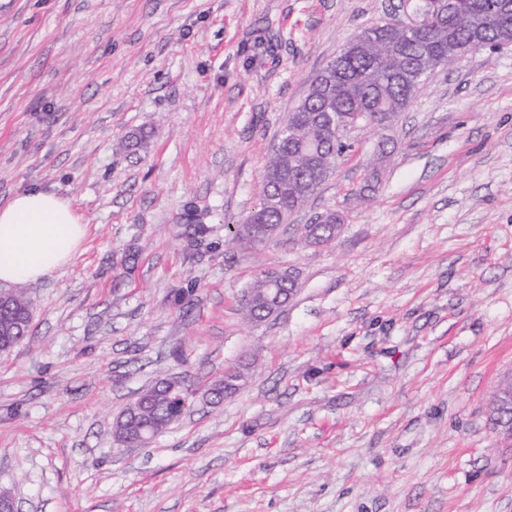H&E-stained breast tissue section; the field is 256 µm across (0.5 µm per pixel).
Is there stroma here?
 Listing matches in <instances>:
<instances>
[{"label": "stroma", "instance_id": "35a3bbf8", "mask_svg": "<svg viewBox=\"0 0 512 512\" xmlns=\"http://www.w3.org/2000/svg\"><path fill=\"white\" fill-rule=\"evenodd\" d=\"M398 3L0 0V205L51 190L87 226L23 285L32 339L0 356L21 512H512L488 418L512 372V44L431 74L379 177L360 132L273 239L224 243L312 78ZM326 212L336 239L300 245ZM264 271L297 290L255 325ZM230 367L233 396L114 442L156 379L203 390Z\"/></svg>", "mask_w": 512, "mask_h": 512}]
</instances>
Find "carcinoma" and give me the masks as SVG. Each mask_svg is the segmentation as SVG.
Here are the masks:
<instances>
[{"mask_svg":"<svg viewBox=\"0 0 512 512\" xmlns=\"http://www.w3.org/2000/svg\"><path fill=\"white\" fill-rule=\"evenodd\" d=\"M490 13L483 23V40L489 46L502 42L506 31L512 32V3ZM445 4L424 16L422 28L411 38L390 23L372 26L375 41L362 51L343 59L344 71L337 73L323 68L311 81L314 89L290 113L279 129L271 146L269 160L260 180V201L245 219L252 231L241 232L236 224L224 225L225 237L249 246H258L271 238L288 215L301 209L316 195L333 175L337 158L344 145L336 139V125L327 119L334 113L343 120L356 112H367L391 130L401 112L421 89L423 81L448 59V39H453L465 53L472 50V27L479 19L468 11L451 18L441 17ZM341 219L333 213L318 215L305 225L302 243H328L336 238ZM31 302L16 295L14 313L8 319L9 334L0 337L3 344L29 339ZM233 370L213 384L216 401L236 392ZM143 412L135 418H125L115 425V433L127 437L136 435L144 426L161 432L179 421L177 410L157 391L145 395ZM489 419L494 432L501 424L512 423V401L499 410L489 406Z\"/></svg>","mask_w":512,"mask_h":512,"instance_id":"obj_1","label":"carcinoma"}]
</instances>
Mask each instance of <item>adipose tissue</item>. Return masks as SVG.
Returning <instances> with one entry per match:
<instances>
[{
  "label": "adipose tissue",
  "mask_w": 512,
  "mask_h": 512,
  "mask_svg": "<svg viewBox=\"0 0 512 512\" xmlns=\"http://www.w3.org/2000/svg\"><path fill=\"white\" fill-rule=\"evenodd\" d=\"M86 227L57 193L27 189L0 207V283H35L75 257Z\"/></svg>",
  "instance_id": "adipose-tissue-1"
}]
</instances>
